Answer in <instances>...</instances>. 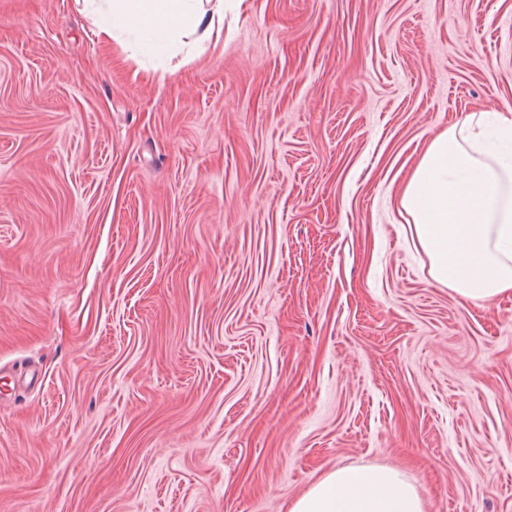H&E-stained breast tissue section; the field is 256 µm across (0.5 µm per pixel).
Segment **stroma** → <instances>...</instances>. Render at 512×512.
Segmentation results:
<instances>
[{"label": "stroma", "mask_w": 512, "mask_h": 512, "mask_svg": "<svg viewBox=\"0 0 512 512\" xmlns=\"http://www.w3.org/2000/svg\"><path fill=\"white\" fill-rule=\"evenodd\" d=\"M0 0V512H289L339 465L512 512V293L399 195L512 109V0H224L146 58Z\"/></svg>", "instance_id": "1"}]
</instances>
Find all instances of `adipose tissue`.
Wrapping results in <instances>:
<instances>
[{"mask_svg": "<svg viewBox=\"0 0 512 512\" xmlns=\"http://www.w3.org/2000/svg\"><path fill=\"white\" fill-rule=\"evenodd\" d=\"M99 34L133 30L148 54L165 52L176 35H221L224 9L197 0H101ZM512 146V117L489 126L473 112L435 137L400 195L414 245L427 256L430 277L460 296L487 300L512 291V165L485 160L489 139ZM290 512H425L415 486L387 466H343L299 497Z\"/></svg>", "mask_w": 512, "mask_h": 512, "instance_id": "1", "label": "adipose tissue"}]
</instances>
